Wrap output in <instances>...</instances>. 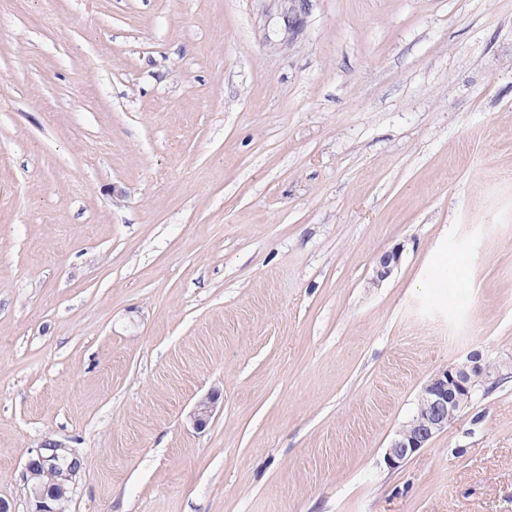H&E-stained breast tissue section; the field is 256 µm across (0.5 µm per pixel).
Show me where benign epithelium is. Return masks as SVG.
<instances>
[{"label": "benign epithelium", "mask_w": 512, "mask_h": 512, "mask_svg": "<svg viewBox=\"0 0 512 512\" xmlns=\"http://www.w3.org/2000/svg\"><path fill=\"white\" fill-rule=\"evenodd\" d=\"M397 252L382 255L376 272V281L388 277L399 262ZM501 377L498 367L481 364L471 357L465 362L443 369L432 376L422 387L419 406L412 418L397 431L385 452V461L392 467L400 466L409 456L438 433L454 423L470 404V392L474 384L495 385ZM216 405L214 395L199 400L191 414L197 429L207 426ZM73 455L72 449L61 441L46 438L28 458L23 479L28 483L30 510L28 512H59L58 504L67 492L66 483L75 482L72 467H60V461ZM47 476L54 486L41 484L37 478Z\"/></svg>", "instance_id": "1"}]
</instances>
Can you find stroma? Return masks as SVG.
<instances>
[{"label": "stroma", "mask_w": 512, "mask_h": 512, "mask_svg": "<svg viewBox=\"0 0 512 512\" xmlns=\"http://www.w3.org/2000/svg\"><path fill=\"white\" fill-rule=\"evenodd\" d=\"M48 437L69 512H512V0H0L14 512ZM500 377L497 366L483 365L472 356L432 376L421 389L416 413L397 431L386 449V463L392 468L399 467L456 421L471 402L470 392L474 384L495 385Z\"/></svg>", "instance_id": "1"}]
</instances>
